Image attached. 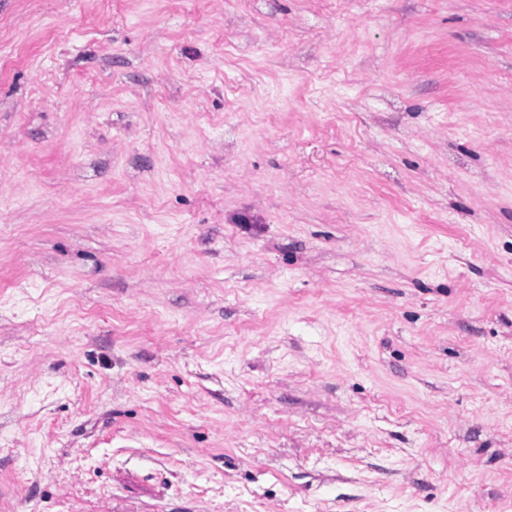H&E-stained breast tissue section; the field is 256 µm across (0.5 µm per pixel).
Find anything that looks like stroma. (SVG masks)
I'll use <instances>...</instances> for the list:
<instances>
[{"label": "stroma", "instance_id": "1", "mask_svg": "<svg viewBox=\"0 0 512 512\" xmlns=\"http://www.w3.org/2000/svg\"><path fill=\"white\" fill-rule=\"evenodd\" d=\"M0 512H512V0H0Z\"/></svg>", "mask_w": 512, "mask_h": 512}]
</instances>
